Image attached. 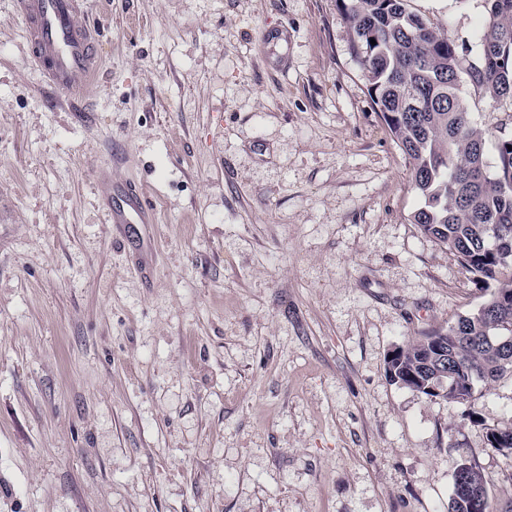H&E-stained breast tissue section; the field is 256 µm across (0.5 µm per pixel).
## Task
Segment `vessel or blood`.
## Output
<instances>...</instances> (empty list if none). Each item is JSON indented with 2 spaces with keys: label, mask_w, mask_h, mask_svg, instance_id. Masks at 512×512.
<instances>
[{
  "label": "vessel or blood",
  "mask_w": 512,
  "mask_h": 512,
  "mask_svg": "<svg viewBox=\"0 0 512 512\" xmlns=\"http://www.w3.org/2000/svg\"><path fill=\"white\" fill-rule=\"evenodd\" d=\"M15 7L43 80L69 96L83 94L101 71L95 35L86 23L88 0H15ZM103 184L117 198L110 206V224H154V213L137 186L108 177Z\"/></svg>",
  "instance_id": "obj_1"
}]
</instances>
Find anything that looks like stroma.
I'll return each mask as SVG.
<instances>
[{"label": "stroma", "mask_w": 512, "mask_h": 512, "mask_svg": "<svg viewBox=\"0 0 512 512\" xmlns=\"http://www.w3.org/2000/svg\"><path fill=\"white\" fill-rule=\"evenodd\" d=\"M411 6L479 56L486 0ZM88 24L72 112L0 0V512H448L463 459L512 512V375L469 404L386 375L487 293L409 223L339 0H89ZM468 105L512 135V102ZM116 154L154 227L108 224Z\"/></svg>", "instance_id": "1"}]
</instances>
